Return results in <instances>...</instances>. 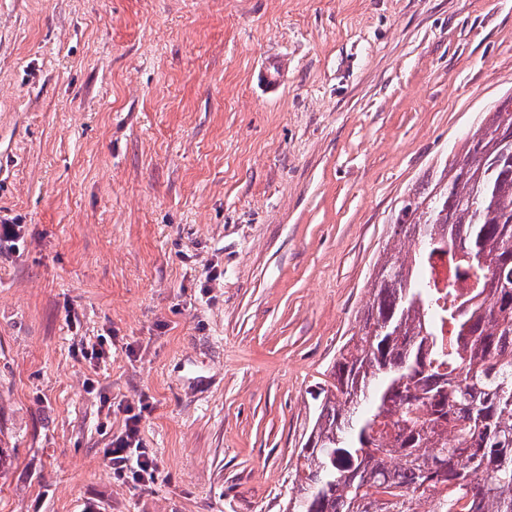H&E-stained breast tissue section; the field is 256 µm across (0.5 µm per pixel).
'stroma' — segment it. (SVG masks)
Returning <instances> with one entry per match:
<instances>
[{"instance_id": "obj_1", "label": "stroma", "mask_w": 512, "mask_h": 512, "mask_svg": "<svg viewBox=\"0 0 512 512\" xmlns=\"http://www.w3.org/2000/svg\"><path fill=\"white\" fill-rule=\"evenodd\" d=\"M510 93L512 0H0V512H285L402 199ZM288 58H271L264 61L257 72V85L268 97H276L285 84ZM132 413V408L126 407L125 429L112 438L105 453L112 461L113 474L118 479L130 480L133 483L146 485L154 481L157 462L155 455L145 448L141 435L142 409Z\"/></svg>"}]
</instances>
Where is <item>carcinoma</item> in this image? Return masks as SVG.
<instances>
[{
	"instance_id": "1",
	"label": "carcinoma",
	"mask_w": 512,
	"mask_h": 512,
	"mask_svg": "<svg viewBox=\"0 0 512 512\" xmlns=\"http://www.w3.org/2000/svg\"><path fill=\"white\" fill-rule=\"evenodd\" d=\"M481 124L391 225L286 512H512V95Z\"/></svg>"
}]
</instances>
